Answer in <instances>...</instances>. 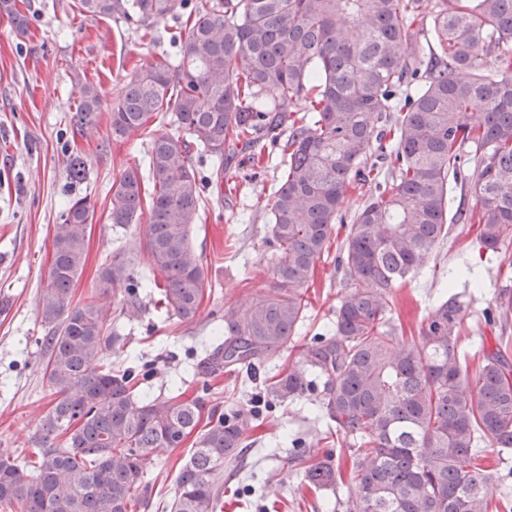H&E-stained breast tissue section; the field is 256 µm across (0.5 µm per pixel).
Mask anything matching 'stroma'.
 Returning a JSON list of instances; mask_svg holds the SVG:
<instances>
[{
    "instance_id": "obj_1",
    "label": "stroma",
    "mask_w": 512,
    "mask_h": 512,
    "mask_svg": "<svg viewBox=\"0 0 512 512\" xmlns=\"http://www.w3.org/2000/svg\"><path fill=\"white\" fill-rule=\"evenodd\" d=\"M27 13V32H17L0 12V448L31 454L30 437L54 406L56 395L43 375L38 342L43 336L39 298L47 284L53 256V227L60 223L70 197L90 195L95 212L87 230L86 262L72 301L81 303L95 291L102 268L113 251L123 250L133 271L146 266L143 232L136 226L112 224V182L129 166H145L147 138L115 139L109 113L128 75L162 54L173 53L172 36L185 29L181 18L157 25V39L142 41L138 32L112 18L82 17L77 0H13ZM102 95L99 133L74 139L70 118L78 108L82 84ZM87 167L83 181L69 176L72 156ZM275 160L262 167L237 157L224 174L222 191L205 192L201 218L191 231L195 251L209 267L213 291L198 320L184 324L167 317L155 297L140 292L141 314L122 318L124 289L105 299L110 316L119 318L122 339L112 349L113 364H130L143 374L142 387L167 394L171 379L188 393L211 404L250 409L256 403L253 384L227 373L214 381L193 371L224 327V312L245 308L251 293L270 288L265 240L269 235L262 208L276 187ZM472 224L451 225L436 252L435 265L425 266L396 288L394 320L405 335L417 334L439 300L445 280L462 285L466 264L476 262L468 244ZM512 243L478 262L482 281L462 324L463 335L494 345L496 337L512 338V316L486 324L483 312L512 299ZM351 283L335 255L321 258L310 283L304 326L296 347L308 348L333 319ZM323 380L294 401L276 406L268 424L256 430L252 447L224 465L223 512H346L343 486L317 492L304 486V464L312 456L347 470L348 443L320 440L325 425L319 404ZM189 445L156 449L147 480L151 496L144 512H163L175 495V478L189 458Z\"/></svg>"
}]
</instances>
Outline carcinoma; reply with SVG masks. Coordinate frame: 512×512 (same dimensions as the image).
<instances>
[{
    "label": "carcinoma",
    "mask_w": 512,
    "mask_h": 512,
    "mask_svg": "<svg viewBox=\"0 0 512 512\" xmlns=\"http://www.w3.org/2000/svg\"><path fill=\"white\" fill-rule=\"evenodd\" d=\"M78 8L89 19L121 18L144 37L167 17H186L176 51L133 70L110 113L115 139L144 135L152 119L172 127L151 138L148 175L128 167L111 189L112 223L146 219L152 276L134 277L116 253L96 295L71 305L94 205L86 195L68 203L41 295L43 371L58 399L32 437L36 461L0 450V506L134 512L147 497L153 451L193 434L167 509L218 512L224 463L266 415L208 408L179 388L150 397L132 369L112 366L119 336L96 297L132 281L156 289L167 314L195 323L212 290L190 238L205 188L221 187L230 157L259 163L274 151L279 176L264 204L274 286L245 310L224 312V339L197 369L212 378L245 367L255 378L271 364L260 377L270 405L326 378V434L353 448L346 512H499L492 474L468 461L483 444L512 449L507 346L463 347L468 303L457 295L416 336L398 332L392 303L450 224L478 225L480 260L512 240V0H436L428 14L420 0H78ZM426 29L435 42L427 58L418 53ZM101 105L97 87L84 85L71 117L80 135L98 133ZM466 144L474 166L464 170ZM195 154L213 166L204 182ZM453 182L471 185L475 209L452 207ZM357 187L367 198L336 257L351 291L305 363L293 342L307 286ZM340 482L329 463L307 461L308 487Z\"/></svg>",
    "instance_id": "cac0c4a2"
}]
</instances>
